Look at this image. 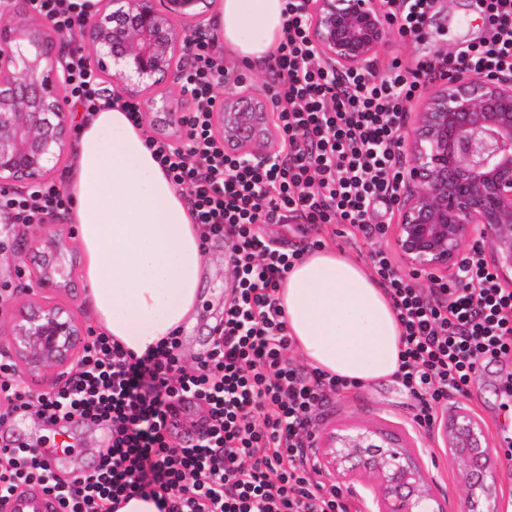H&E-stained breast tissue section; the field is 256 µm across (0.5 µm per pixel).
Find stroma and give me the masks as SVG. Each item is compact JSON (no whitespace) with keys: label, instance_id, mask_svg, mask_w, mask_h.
I'll return each mask as SVG.
<instances>
[{"label":"stroma","instance_id":"1","mask_svg":"<svg viewBox=\"0 0 512 512\" xmlns=\"http://www.w3.org/2000/svg\"><path fill=\"white\" fill-rule=\"evenodd\" d=\"M434 12L429 33L421 42H404L397 33H390L374 60L377 74H385L389 62L396 56L410 61L422 55H451L462 42L472 40L483 29L476 0H435ZM60 229L70 238L74 267L72 286L59 294L58 299L72 307L79 320L89 327L93 321L85 307L87 284L82 275V243L75 225L64 221ZM263 230L287 248L303 246L305 241L322 236L326 239L327 248L345 254L360 265L368 263L371 243L361 237L354 240L346 236L335 237L327 228H313L306 236L295 237L278 224L264 225ZM22 237L23 229L19 226L6 232L0 230V321L4 323L10 318V299L27 282L20 269L34 260L32 254L23 250L20 244ZM227 254L228 245L224 242H216L206 248V262L211 273L204 281L203 300L196 321L181 334L180 353L187 364H195L205 354L215 322L219 321L225 304L230 303L236 294L238 282ZM511 375L510 363L494 368L491 376L474 383L468 396L453 398L438 412L442 421L467 412L480 422L493 451L491 468L497 479L495 493L497 503L502 507L512 500V457L506 455L507 449H512V439L503 432L501 423L502 406L508 401L501 384ZM409 418L407 399L387 379L333 399L326 409L322 426L326 429L373 426L395 433L406 441L409 452L420 464L446 512H464L469 497L468 485L462 472L448 458L441 428H434L429 434L418 433L408 427ZM14 425L15 434L25 436L39 448H56L62 439H69L71 447L62 454L56 469L64 479L76 472L93 470L106 442L104 429L79 421L64 429L48 431L33 413L25 412L16 414Z\"/></svg>","mask_w":512,"mask_h":512}]
</instances>
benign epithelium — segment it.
<instances>
[{
	"mask_svg": "<svg viewBox=\"0 0 512 512\" xmlns=\"http://www.w3.org/2000/svg\"><path fill=\"white\" fill-rule=\"evenodd\" d=\"M210 0H102L80 31L107 91L143 101L147 118L175 129L191 105L181 80L189 33L206 26ZM311 40L332 68L368 69L389 31L380 0H310ZM69 39L52 22L0 0V188L27 192L55 172L73 149L66 95ZM224 145L248 160L276 154L275 134L260 101L227 85L214 112ZM409 158L393 244L404 267L432 278L458 277L462 246L490 242L487 262L512 286V79L463 71L424 96L403 134ZM31 289L18 298L6 340L20 374L51 390L75 362L87 331L72 309L45 293L70 288L69 242L52 231L31 239ZM319 447L332 472L369 493L374 512H444L420 465L386 431L336 428ZM454 466L470 489L485 486L491 448L469 415L450 426Z\"/></svg>",
	"mask_w": 512,
	"mask_h": 512,
	"instance_id": "obj_1",
	"label": "benign epithelium"
}]
</instances>
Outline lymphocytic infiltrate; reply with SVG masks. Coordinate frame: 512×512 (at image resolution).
<instances>
[{
    "label": "lymphocytic infiltrate",
    "instance_id": "obj_1",
    "mask_svg": "<svg viewBox=\"0 0 512 512\" xmlns=\"http://www.w3.org/2000/svg\"><path fill=\"white\" fill-rule=\"evenodd\" d=\"M486 36L451 58L393 59L386 75L338 71L314 59L306 0H284L283 35L268 86L281 145L268 164L238 157L214 128L216 88L231 68L195 39L184 86L193 100L183 145L157 143L155 159L190 205L203 243L229 242L237 295L214 328L210 349L189 367L180 336L136 355L102 333H90L69 381L53 391L25 385L12 360L0 357V428L15 412L35 409L54 424L78 417L108 426L111 442L97 467L57 480L36 449L0 447V499L35 485L61 512H116L133 497L158 512H359L340 486L318 480L308 453L313 430L333 396L356 384L294 363L280 289L306 251L288 250L263 232L282 224L293 234L345 226L347 235L383 238L404 182L402 138L406 106L427 79L467 70L486 78L512 71V0H480ZM401 39L419 40L433 0H383ZM30 11L71 35L87 13L78 0H27ZM104 80L74 52L68 95L86 112L111 105ZM66 189L50 183L27 195L0 190V215L32 224L67 210ZM474 242L459 277L418 288L400 273L391 252L368 253L401 326L393 381L410 399L414 427L432 430L439 409L467 394L489 366L512 360V289L502 287ZM204 406L203 428L174 429L188 401Z\"/></svg>",
    "mask_w": 512,
    "mask_h": 512
}]
</instances>
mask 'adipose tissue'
Wrapping results in <instances>:
<instances>
[{"instance_id": "obj_1", "label": "adipose tissue", "mask_w": 512, "mask_h": 512, "mask_svg": "<svg viewBox=\"0 0 512 512\" xmlns=\"http://www.w3.org/2000/svg\"><path fill=\"white\" fill-rule=\"evenodd\" d=\"M283 7V0H220L228 53L260 66L281 39ZM78 132L65 186L84 250L87 309L101 331L141 355L195 319L205 273L200 230L146 131L120 104L80 119ZM280 294L308 365L364 385L397 370L400 327L392 305L378 280L344 254L309 252Z\"/></svg>"}]
</instances>
